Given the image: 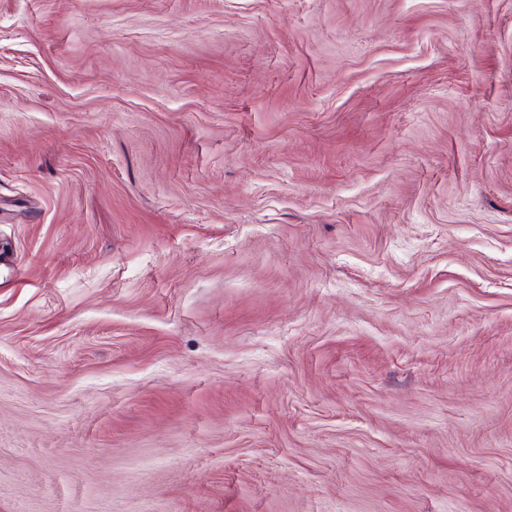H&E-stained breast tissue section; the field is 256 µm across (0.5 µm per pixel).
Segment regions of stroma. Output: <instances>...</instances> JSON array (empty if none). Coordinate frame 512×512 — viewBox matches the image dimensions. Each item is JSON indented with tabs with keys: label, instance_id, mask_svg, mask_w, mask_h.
Here are the masks:
<instances>
[{
	"label": "stroma",
	"instance_id": "35a3bbf8",
	"mask_svg": "<svg viewBox=\"0 0 512 512\" xmlns=\"http://www.w3.org/2000/svg\"><path fill=\"white\" fill-rule=\"evenodd\" d=\"M0 512H512V0H0Z\"/></svg>",
	"mask_w": 512,
	"mask_h": 512
}]
</instances>
